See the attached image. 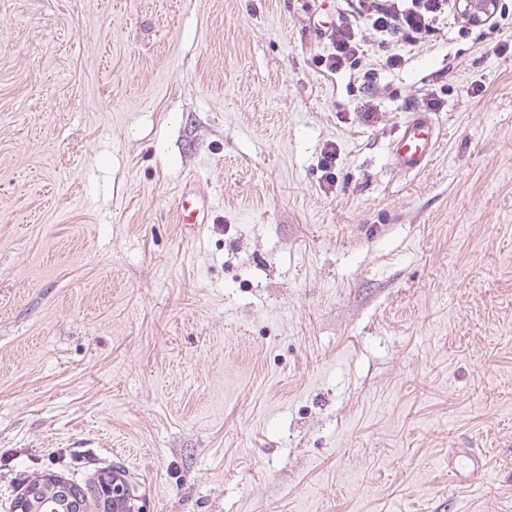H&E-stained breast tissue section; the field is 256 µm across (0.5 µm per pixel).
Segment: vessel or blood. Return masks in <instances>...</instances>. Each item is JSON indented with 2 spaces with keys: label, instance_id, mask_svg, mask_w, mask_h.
<instances>
[{
  "label": "vessel or blood",
  "instance_id": "vessel-or-blood-1",
  "mask_svg": "<svg viewBox=\"0 0 512 512\" xmlns=\"http://www.w3.org/2000/svg\"><path fill=\"white\" fill-rule=\"evenodd\" d=\"M442 136L440 125L429 113H409L390 147L394 166L408 174L424 172L434 160ZM178 221L182 224L208 223L209 210L204 198L195 193L182 194Z\"/></svg>",
  "mask_w": 512,
  "mask_h": 512
}]
</instances>
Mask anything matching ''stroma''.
<instances>
[{"mask_svg": "<svg viewBox=\"0 0 512 512\" xmlns=\"http://www.w3.org/2000/svg\"><path fill=\"white\" fill-rule=\"evenodd\" d=\"M357 6L0 0V512H512V0L328 72ZM442 136L440 125L429 113H409L390 147L393 165L408 174L424 172L434 160ZM178 222L181 224L209 223V210L204 198L196 193H183L179 202ZM116 477L112 472L103 477ZM97 498L101 511L145 512L137 504V488L123 478L102 479L92 488L74 486L56 476L43 485V478L29 480L11 501L8 512H82L89 495ZM104 509V510H103Z\"/></svg>", "mask_w": 512, "mask_h": 512, "instance_id": "obj_1", "label": "stroma"}]
</instances>
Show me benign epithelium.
Returning <instances> with one entry per match:
<instances>
[{
    "mask_svg": "<svg viewBox=\"0 0 512 512\" xmlns=\"http://www.w3.org/2000/svg\"><path fill=\"white\" fill-rule=\"evenodd\" d=\"M458 13L475 25L488 23L497 13L499 0H454ZM97 498L104 512H144L138 505L135 485L123 478L103 479L92 488L74 486L56 476L48 484L30 480L11 501L8 512H84L89 496Z\"/></svg>",
    "mask_w": 512,
    "mask_h": 512,
    "instance_id": "7a95c632",
    "label": "benign epithelium"
}]
</instances>
